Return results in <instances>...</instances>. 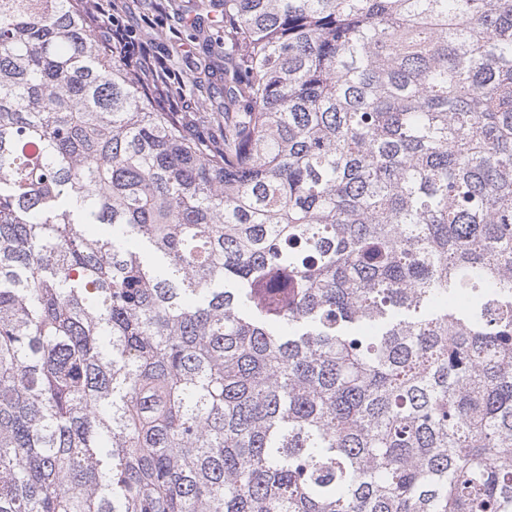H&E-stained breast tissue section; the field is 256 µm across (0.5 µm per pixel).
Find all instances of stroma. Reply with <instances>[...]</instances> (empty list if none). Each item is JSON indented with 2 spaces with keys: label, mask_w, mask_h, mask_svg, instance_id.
I'll return each mask as SVG.
<instances>
[{
  "label": "stroma",
  "mask_w": 512,
  "mask_h": 512,
  "mask_svg": "<svg viewBox=\"0 0 512 512\" xmlns=\"http://www.w3.org/2000/svg\"><path fill=\"white\" fill-rule=\"evenodd\" d=\"M122 22L151 56L162 61L176 76L191 78L195 86L187 94L188 111L203 113L211 107L221 87L218 75L205 64L224 61V25L219 9L200 0H118ZM188 137L221 140L223 126L205 117L189 123Z\"/></svg>",
  "instance_id": "35a3bbf8"
}]
</instances>
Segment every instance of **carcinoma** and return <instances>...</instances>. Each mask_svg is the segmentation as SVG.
Returning a JSON list of instances; mask_svg holds the SVG:
<instances>
[{"label":"carcinoma","mask_w":512,"mask_h":512,"mask_svg":"<svg viewBox=\"0 0 512 512\" xmlns=\"http://www.w3.org/2000/svg\"><path fill=\"white\" fill-rule=\"evenodd\" d=\"M221 2L0 0V512H512V0ZM93 2L91 14L102 15L101 20L108 18L107 24L97 28L106 48L112 51L115 44L125 53L134 49L125 29L112 23L108 11L114 3L119 6L116 12L122 23L135 33L138 42L145 45L151 56L173 70L177 78L197 81L192 92L179 100L177 112H217L211 100L214 101L213 97L217 102L222 99L218 94L221 87L219 74H211L212 69L208 73L203 67L205 63L220 65L224 61V20L219 22L222 20L219 6H209L208 2L202 5L200 0ZM106 14L108 17H103ZM186 104L188 106L184 107ZM210 118H204L201 121H191L186 127L185 134L190 138L205 137L210 141H219L223 135V126L216 118L210 114Z\"/></svg>","instance_id":"carcinoma-1"}]
</instances>
